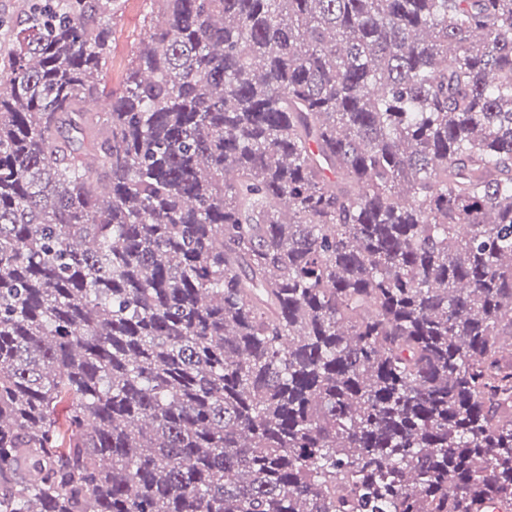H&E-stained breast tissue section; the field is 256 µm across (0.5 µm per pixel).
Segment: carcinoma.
Instances as JSON below:
<instances>
[{"instance_id": "carcinoma-1", "label": "carcinoma", "mask_w": 512, "mask_h": 512, "mask_svg": "<svg viewBox=\"0 0 512 512\" xmlns=\"http://www.w3.org/2000/svg\"><path fill=\"white\" fill-rule=\"evenodd\" d=\"M151 2L0 40V512H512V0ZM120 7L113 20L112 59L102 74V81L112 88L122 82L135 57L139 42L149 25L158 18L149 0H119Z\"/></svg>"}]
</instances>
